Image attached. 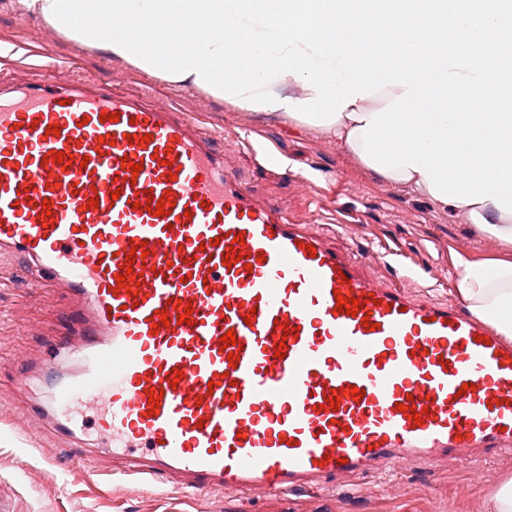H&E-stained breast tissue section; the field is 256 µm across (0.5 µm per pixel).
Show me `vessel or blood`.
Segmentation results:
<instances>
[{
    "label": "vessel or blood",
    "instance_id": "obj_1",
    "mask_svg": "<svg viewBox=\"0 0 512 512\" xmlns=\"http://www.w3.org/2000/svg\"><path fill=\"white\" fill-rule=\"evenodd\" d=\"M52 150L71 164L43 163ZM150 199L170 214L153 216ZM142 242L132 296L116 275ZM4 253L79 307L28 415L70 442L78 475L92 474L89 413L117 473L173 476L200 494L314 489L335 475L512 447V343L462 303L374 282L363 262L252 198L235 163L172 103L86 78L67 89L0 81ZM340 295L359 299L358 316L336 311ZM177 299L191 301V323L177 324ZM230 330L233 345L222 340ZM334 389L346 393L336 411L324 405Z\"/></svg>",
    "mask_w": 512,
    "mask_h": 512
}]
</instances>
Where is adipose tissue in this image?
Masks as SVG:
<instances>
[{"mask_svg":"<svg viewBox=\"0 0 512 512\" xmlns=\"http://www.w3.org/2000/svg\"><path fill=\"white\" fill-rule=\"evenodd\" d=\"M402 92V87L388 86L382 92L357 100L343 111L337 122L327 126V133L344 151L360 154L361 126ZM466 211L482 235L512 242V214L501 212L488 200L467 205ZM455 276L467 309L475 316L489 319L502 336L512 339V262H472L462 258L455 265Z\"/></svg>","mask_w":512,"mask_h":512,"instance_id":"adipose-tissue-1","label":"adipose tissue"}]
</instances>
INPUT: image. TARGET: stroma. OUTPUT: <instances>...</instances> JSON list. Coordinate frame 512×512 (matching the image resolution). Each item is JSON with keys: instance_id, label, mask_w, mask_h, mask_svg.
I'll use <instances>...</instances> for the list:
<instances>
[{"instance_id": "stroma-1", "label": "stroma", "mask_w": 512, "mask_h": 512, "mask_svg": "<svg viewBox=\"0 0 512 512\" xmlns=\"http://www.w3.org/2000/svg\"><path fill=\"white\" fill-rule=\"evenodd\" d=\"M49 30L0 0V52L28 64L30 78L89 77L116 92L140 86L157 99L171 97L187 112L201 113L204 130L219 137L220 149L238 164L249 193L279 205L349 259L374 252L368 274L375 281L427 300L455 302L458 257L512 258V244L478 234L464 213L374 177L320 128L241 110L206 92L148 77L64 36L48 40ZM244 133L278 153L281 166L261 167L241 141ZM71 319L72 305L63 291L34 289L19 257H0V501L12 512H482L488 492L512 476V449L486 463L468 455L403 463L390 475L334 477L320 489L285 494L198 495L156 480L134 488L112 476V458L102 448L92 453L94 477L71 474L65 463L40 458V449L62 448L66 442L48 429L20 426L18 418L35 396L16 388L24 358L50 352L51 341L63 335Z\"/></svg>"}]
</instances>
